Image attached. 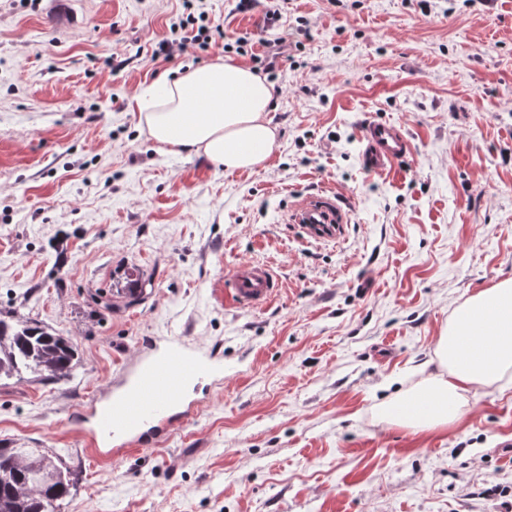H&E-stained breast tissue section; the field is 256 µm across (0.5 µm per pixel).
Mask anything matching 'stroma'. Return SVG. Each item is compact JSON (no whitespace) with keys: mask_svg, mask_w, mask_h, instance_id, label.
<instances>
[{"mask_svg":"<svg viewBox=\"0 0 512 512\" xmlns=\"http://www.w3.org/2000/svg\"><path fill=\"white\" fill-rule=\"evenodd\" d=\"M193 0L207 50L152 60L183 0H0V316L70 338V375L0 380V446L47 451L76 481L61 512H512V388L482 386L444 431L380 421L439 373L436 342L478 291L512 279V0ZM268 73L277 146L252 171L162 149L135 98L222 56ZM405 132L389 172L361 160L371 121ZM337 194V239L293 223ZM276 296L235 306L242 264ZM138 278L143 293L130 301ZM219 352L192 418L118 456L82 411L149 342Z\"/></svg>","mask_w":512,"mask_h":512,"instance_id":"obj_1","label":"stroma"}]
</instances>
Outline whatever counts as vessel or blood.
Masks as SVG:
<instances>
[{"label":"vessel or blood","mask_w":512,"mask_h":512,"mask_svg":"<svg viewBox=\"0 0 512 512\" xmlns=\"http://www.w3.org/2000/svg\"><path fill=\"white\" fill-rule=\"evenodd\" d=\"M361 140L364 166L373 173L391 169L410 150L403 130L389 122L368 123L362 130ZM292 218L314 232L332 235L340 233L347 214L335 195L330 194L308 200ZM277 287L270 267L249 263L234 273L229 295L238 306L259 308L272 300ZM223 371L220 356L201 354L184 342L169 343L140 357L106 399L90 402L94 424L88 437L89 446L97 454L108 456L157 441L165 433L173 411H181L186 417L198 412V402L188 397L190 387Z\"/></svg>","instance_id":"vessel-or-blood-1"}]
</instances>
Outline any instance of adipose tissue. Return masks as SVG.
<instances>
[{"label": "adipose tissue", "instance_id": "ef3b65f1", "mask_svg": "<svg viewBox=\"0 0 512 512\" xmlns=\"http://www.w3.org/2000/svg\"><path fill=\"white\" fill-rule=\"evenodd\" d=\"M276 95L274 83L250 66L219 56L145 87L136 106L159 145L229 171L253 170L277 143L268 117ZM435 355L442 374L382 403V421L415 433L445 430L466 414L472 389L512 384V280L466 299L441 332Z\"/></svg>", "mask_w": 512, "mask_h": 512}]
</instances>
